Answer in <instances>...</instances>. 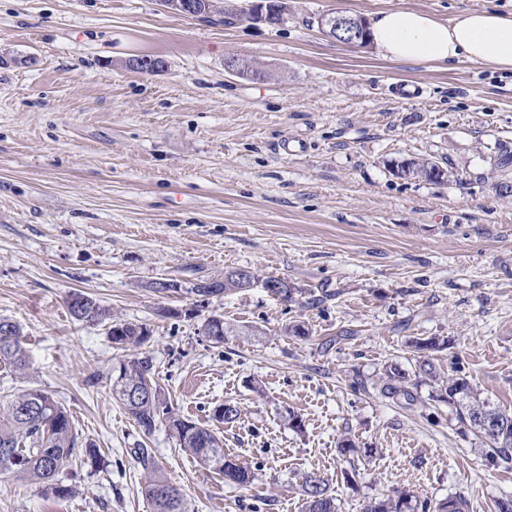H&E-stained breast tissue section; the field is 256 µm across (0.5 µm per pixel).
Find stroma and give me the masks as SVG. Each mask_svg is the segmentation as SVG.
<instances>
[{"label":"stroma","mask_w":512,"mask_h":512,"mask_svg":"<svg viewBox=\"0 0 512 512\" xmlns=\"http://www.w3.org/2000/svg\"><path fill=\"white\" fill-rule=\"evenodd\" d=\"M465 5L512 13V0H288L274 26L160 0H0V318L30 362L23 379L0 365V395L49 392L104 457L67 467L66 498L0 482V512H150L138 448L191 512H301L309 474L340 512L403 487L431 505L463 496L468 512L512 498V472L456 434L430 387L410 410L376 388L384 364L414 371L413 338L445 336L436 366L512 413V196L496 194L491 161L496 143L512 146V75L386 59L314 22L409 9L445 23ZM136 56L166 68L131 69ZM232 57L261 78L227 73ZM286 139L299 149L281 152ZM412 157L458 178L390 172ZM231 267L303 298L251 288L201 307L149 287ZM75 290L147 326L140 351L180 416L206 425L218 405L241 408L220 436L252 484L224 482L113 400L108 376L127 353L107 324L71 317ZM213 313L235 329L220 346L201 330ZM300 321L304 339L287 332ZM345 435L371 456L343 460ZM249 269H251V268H249ZM253 272L255 273V275L258 278L263 277L267 281L274 283L275 286H277V287L282 286L283 288H275L272 285V283L264 282L262 280H260V281L256 280L250 271H247V270L239 271V276H242L243 280L247 282V288H256V287L264 288L265 291L276 296V294H274L271 291V288H273L278 293H283L284 298L282 300H285L287 302H295L296 297H297L296 295H302V293H303L302 288L297 287L295 284L289 283L288 280L281 279L279 277H274V276H263V275L258 274L257 271H253ZM287 285H288V288H286Z\"/></svg>","instance_id":"35a3bbf8"}]
</instances>
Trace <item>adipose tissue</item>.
<instances>
[{
    "label": "adipose tissue",
    "instance_id": "obj_1",
    "mask_svg": "<svg viewBox=\"0 0 512 512\" xmlns=\"http://www.w3.org/2000/svg\"><path fill=\"white\" fill-rule=\"evenodd\" d=\"M371 39L384 57L410 62H472L512 72V14L461 9L452 24L404 9L376 13Z\"/></svg>",
    "mask_w": 512,
    "mask_h": 512
}]
</instances>
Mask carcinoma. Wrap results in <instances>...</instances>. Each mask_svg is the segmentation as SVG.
Returning a JSON list of instances; mask_svg holds the SVG:
<instances>
[{"label":"carcinoma","mask_w":512,"mask_h":512,"mask_svg":"<svg viewBox=\"0 0 512 512\" xmlns=\"http://www.w3.org/2000/svg\"><path fill=\"white\" fill-rule=\"evenodd\" d=\"M494 170L505 174L512 167V150L499 143L492 155ZM457 177L451 168L443 167L429 158L403 160L392 164L395 176L407 180H430L432 171ZM266 280L277 286L287 302L296 301L302 289L279 277ZM70 315L78 321H100L109 318V312L89 296L76 292L67 302ZM233 327L221 315L212 314L204 322L203 335L214 344L224 343ZM20 329L14 322L0 318V361L8 364L18 375L29 367L28 357L20 340ZM112 343L121 346H139L147 341L149 332L141 324L119 321L110 325ZM420 353L418 369L414 374L395 364L382 367L378 377L382 397L404 408L411 409L422 402L418 389L427 385L436 388L431 398L448 404V421H456L457 433L463 437L474 436L479 441L481 454L492 465L504 470L512 469V414L502 410L489 399L481 396L464 377L445 378L436 370L430 351L448 346V339L438 336L417 338L411 341ZM112 398L119 402L146 433L165 423L175 437L179 448L194 457L204 468L220 476L227 483L247 485L252 482L251 471L236 459L224 454L223 441L218 429L202 425L175 415L162 388L153 377V363L148 356L133 357L119 362L116 373L110 376ZM141 388L152 398L131 402L126 398L127 389ZM497 414L502 423L484 430L477 423L482 410ZM241 410L227 404L224 414L214 410L212 420L218 424H232L240 419ZM137 455L146 471L142 488L151 512H190L181 491L170 483L155 467L148 451L139 448ZM82 459L93 467L101 463L94 446L76 433L71 416L51 394L40 389H28L18 395H0V479L27 480L42 485L59 498L72 495L73 489L62 483L61 475L71 461ZM302 512H338L336 497L328 483L317 476L305 477L301 484ZM427 509L415 501V495L402 488L382 499H374L365 506V512H418ZM467 500L450 496L438 503L435 512H467Z\"/></svg>","instance_id":"carcinoma-1"}]
</instances>
